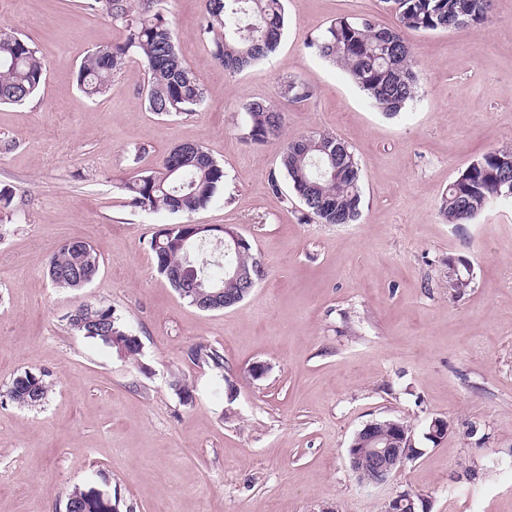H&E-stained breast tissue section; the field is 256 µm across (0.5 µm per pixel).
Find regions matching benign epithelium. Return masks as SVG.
I'll return each instance as SVG.
<instances>
[{
	"label": "benign epithelium",
	"instance_id": "7a95c632",
	"mask_svg": "<svg viewBox=\"0 0 512 512\" xmlns=\"http://www.w3.org/2000/svg\"><path fill=\"white\" fill-rule=\"evenodd\" d=\"M198 229L208 233L216 230L229 238L227 246L240 249L248 246L246 239L231 226L219 229L211 225L200 224ZM454 272H462L458 278L450 281L448 287L462 288L473 280V268L469 261L462 259L452 262ZM257 284L253 272L249 268L237 266L225 271L224 279L209 285L211 291L200 289L198 283H181V291L194 297L195 302L204 309H212L214 305L206 302L208 298L224 296V303L246 295ZM448 421L434 418L429 424L427 436L434 443H440L448 435ZM417 454L412 444L411 430L397 420L373 421L365 424L357 431L356 440L347 448L349 467L357 480L368 487L381 486L388 483L400 470L404 463ZM387 512H429L427 501L423 495L403 492L389 503Z\"/></svg>",
	"mask_w": 512,
	"mask_h": 512
}]
</instances>
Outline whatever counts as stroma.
<instances>
[{
    "mask_svg": "<svg viewBox=\"0 0 512 512\" xmlns=\"http://www.w3.org/2000/svg\"><path fill=\"white\" fill-rule=\"evenodd\" d=\"M86 3L0 0V32L30 39L47 64L35 97L0 105V185L15 194L0 222V512H64L77 487L108 493L117 512H387L407 490L430 512H512V204L469 224L439 212L475 159L512 145V0H493L481 29L410 34L419 99L394 116L308 46L340 16L396 26L383 0H285L275 54L234 75L200 33L204 0H161L208 90L171 116L146 110L135 59L104 96L78 89L84 57L123 39ZM291 79L311 87L308 101L281 96ZM253 99L284 113L283 139L324 131L351 147L355 223L306 220L280 176V141L241 137ZM184 142L223 163L216 200L186 216L132 206L122 181ZM182 222L231 225L250 242L266 275L242 303L199 310L157 273L149 241ZM70 239L101 260L75 290L47 274ZM457 255L474 269L461 293L448 286ZM98 302L139 337L136 359L68 329V312ZM200 345L222 350L223 371L193 359ZM27 371L52 386L37 408L4 395ZM437 417L451 424L438 444L426 437ZM389 419L410 425L420 453L361 486L349 443Z\"/></svg>",
    "mask_w": 512,
    "mask_h": 512,
    "instance_id": "stroma-1",
    "label": "stroma"
}]
</instances>
